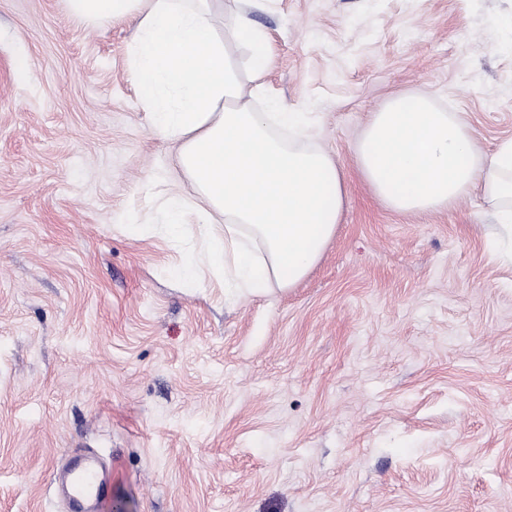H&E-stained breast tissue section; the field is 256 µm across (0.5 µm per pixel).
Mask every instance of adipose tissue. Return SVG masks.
I'll use <instances>...</instances> for the list:
<instances>
[{
	"mask_svg": "<svg viewBox=\"0 0 512 512\" xmlns=\"http://www.w3.org/2000/svg\"><path fill=\"white\" fill-rule=\"evenodd\" d=\"M64 2L93 25L138 21L131 80L196 190L168 195L164 222L178 235L194 212L211 227L205 250L188 254L179 278L189 283L201 267L215 268L252 295L303 279L336 231L345 191L335 161L310 143L304 113L274 98L256 108L230 57L228 33L249 44L254 78L273 65L271 40L250 18L254 0H233L229 11L224 0ZM354 153L393 210L443 211L477 196L512 244V141L486 154L459 113L424 96H395L371 113Z\"/></svg>",
	"mask_w": 512,
	"mask_h": 512,
	"instance_id": "ef3b65f1",
	"label": "adipose tissue"
}]
</instances>
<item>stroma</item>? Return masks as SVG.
Instances as JSON below:
<instances>
[{
  "instance_id": "35a3bbf8",
  "label": "stroma",
  "mask_w": 512,
  "mask_h": 512,
  "mask_svg": "<svg viewBox=\"0 0 512 512\" xmlns=\"http://www.w3.org/2000/svg\"><path fill=\"white\" fill-rule=\"evenodd\" d=\"M269 94L307 116L345 205L299 283L178 279L171 148L128 74L137 21L0 0V512H512V263L481 198L402 214L353 145L395 95L512 141V0H262ZM106 487L96 456H83L76 462L67 488V498L72 511L87 512L93 503L102 499Z\"/></svg>"
}]
</instances>
